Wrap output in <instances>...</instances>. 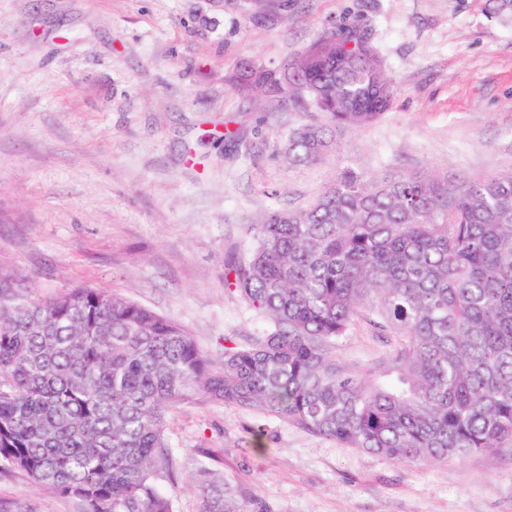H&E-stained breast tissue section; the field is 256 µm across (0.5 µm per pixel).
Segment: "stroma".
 <instances>
[{
    "instance_id": "stroma-1",
    "label": "stroma",
    "mask_w": 512,
    "mask_h": 512,
    "mask_svg": "<svg viewBox=\"0 0 512 512\" xmlns=\"http://www.w3.org/2000/svg\"><path fill=\"white\" fill-rule=\"evenodd\" d=\"M500 0H0V267L42 297L117 291L218 358L269 326L224 285L247 227L298 209L353 166L483 178L512 172V11ZM364 34L397 92L381 119L337 128L232 79L331 30ZM322 129L323 161L288 164ZM363 322L340 355H390ZM173 512H199L200 467L245 512H512V447L429 466L346 448L205 398L168 418ZM0 512H82L0 468ZM328 148V141L319 130L302 125L289 133L285 155L292 164H315L325 157Z\"/></svg>"
}]
</instances>
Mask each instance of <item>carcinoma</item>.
<instances>
[{
    "label": "carcinoma",
    "instance_id": "cac0c4a2",
    "mask_svg": "<svg viewBox=\"0 0 512 512\" xmlns=\"http://www.w3.org/2000/svg\"><path fill=\"white\" fill-rule=\"evenodd\" d=\"M239 81L338 127L378 120L394 98L373 47L341 30ZM328 148L302 125L286 158L315 164ZM249 234L224 285L271 329L218 359L123 294L38 297L0 268V465L84 512H172L158 485L167 419L201 396L392 460L512 445V174L346 168L312 204L271 210ZM360 321L394 341L388 359L338 355ZM199 496L200 512H245L214 473Z\"/></svg>",
    "mask_w": 512,
    "mask_h": 512
}]
</instances>
